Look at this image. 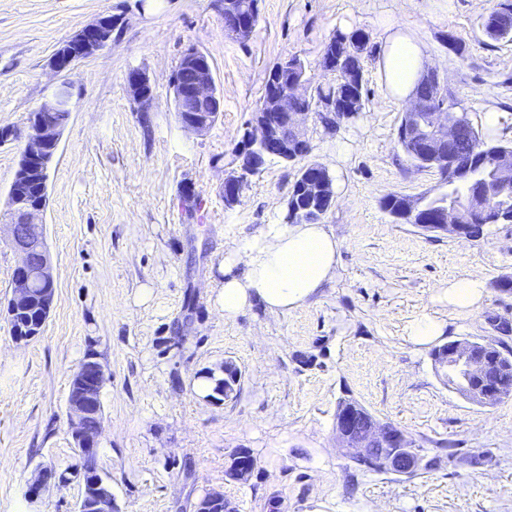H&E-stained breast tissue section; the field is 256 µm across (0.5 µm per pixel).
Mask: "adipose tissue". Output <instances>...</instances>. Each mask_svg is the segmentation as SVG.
<instances>
[{
  "instance_id": "obj_1",
  "label": "adipose tissue",
  "mask_w": 512,
  "mask_h": 512,
  "mask_svg": "<svg viewBox=\"0 0 512 512\" xmlns=\"http://www.w3.org/2000/svg\"><path fill=\"white\" fill-rule=\"evenodd\" d=\"M384 50L377 62L381 83L394 98L409 101L429 63L423 43L390 18L381 22ZM340 242L317 222L279 219L259 236L235 245L224 258L218 296L225 318L262 303L273 313L298 307L336 275Z\"/></svg>"
}]
</instances>
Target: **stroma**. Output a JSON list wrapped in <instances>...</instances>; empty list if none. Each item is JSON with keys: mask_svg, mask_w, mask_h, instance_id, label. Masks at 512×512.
<instances>
[{"mask_svg": "<svg viewBox=\"0 0 512 512\" xmlns=\"http://www.w3.org/2000/svg\"><path fill=\"white\" fill-rule=\"evenodd\" d=\"M495 2L452 0L436 15L430 0H260L243 46L224 33L223 0H0V129L26 131L56 85L72 92L43 215L54 301L25 345L13 342L6 314L20 261L6 202L24 142L0 146V512H77L84 483L67 396L91 353L107 374L97 468L112 512H194L209 492L235 512H512V398L471 404L441 383L431 346L408 336L425 315L442 323V344L484 336L487 313L512 318V291L496 286L512 278V224L464 240L382 209L389 194L434 197L441 177L398 149L405 107L382 86L375 57L364 61L363 112L332 137L306 124L310 161L343 183L322 219L342 242L335 277L285 313L256 304L228 320L217 303L226 251L276 219L300 168L268 160L239 204L224 203V167L266 70L295 55L314 83H327L324 42L349 26L381 48L378 20L390 14L424 42L473 125L497 110L494 137L512 142V42L489 40L481 26ZM104 14L125 17L112 42L52 71L56 46ZM190 46L211 60L224 98L202 135L181 124L170 83ZM134 70L152 81L144 114L127 93ZM473 275L485 280L477 308L439 302L449 281ZM228 363L240 381L218 403L197 384ZM343 397L409 432L434 469L406 479L352 464L334 428ZM242 448L254 469L229 480ZM39 468L51 477L34 498Z\"/></svg>", "mask_w": 512, "mask_h": 512, "instance_id": "35a3bbf8", "label": "stroma"}]
</instances>
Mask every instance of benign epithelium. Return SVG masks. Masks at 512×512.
Masks as SVG:
<instances>
[{"mask_svg": "<svg viewBox=\"0 0 512 512\" xmlns=\"http://www.w3.org/2000/svg\"><path fill=\"white\" fill-rule=\"evenodd\" d=\"M234 18L235 39L241 43L249 42L257 19L255 7H240ZM123 21L121 14L103 15L86 25L55 48L50 59L51 69L56 73L63 72L104 49ZM178 70L190 73L191 80L184 83L177 78L172 79L175 110L186 129L202 135L214 125L224 108L223 96L215 83L213 65L201 51L190 46L181 57ZM127 84L137 111H148L153 100L149 75L136 71L127 79ZM309 85V79L300 78L266 88L264 111L252 114L238 145L239 157L225 171L224 187H241L248 170L262 164L263 156L257 153L259 148L272 146L283 160L302 151L310 152L311 145L305 133L310 113L290 109L294 101L309 96ZM70 100V86L63 82L55 87L50 99L32 113L26 146L13 177L15 182H35L42 188L40 198L20 199L12 203L15 218L10 220L9 228L22 259L12 273V295L7 313L12 324L11 338L17 344H26L43 333L54 299L53 267L46 243H41L33 251L27 245L26 234L28 228L43 224L48 171L56 160L63 133L62 127L51 120L50 114L69 111ZM319 110L343 116L352 110V106L337 98L322 101ZM462 120L461 113L436 108L420 96L414 97L401 117L402 139L424 146L436 170L442 176L450 177V189L461 188L474 179L471 171L459 167V157L463 147L467 146ZM491 165L497 178L512 179V153L494 155ZM306 190L325 201L333 199L332 181L325 174L319 181L306 184ZM422 202L421 198L405 199L399 219L427 232H446L456 237L466 236L468 225L474 223L478 215L498 222L508 221V214L498 195L491 190L469 196L462 206L444 204L436 208L428 221L418 220V215L424 210ZM492 346L490 339L450 341L431 352L434 369L443 380H452V388L467 401L480 407H491L512 397V389H507L489 372L484 351ZM106 380L104 366L90 354L78 366L70 382L69 417L74 443L84 462L85 494L80 512H112V486L96 467L100 427L89 424L90 417L100 409L101 391ZM359 413L360 407L352 399L340 400L336 408V437L347 458L371 471L401 476L424 465L425 457L412 436L391 423L375 421L365 438L355 437ZM253 467L252 456L243 450L234 457L233 475L241 478Z\"/></svg>", "mask_w": 512, "mask_h": 512, "instance_id": "benign-epithelium-1", "label": "benign epithelium"}]
</instances>
